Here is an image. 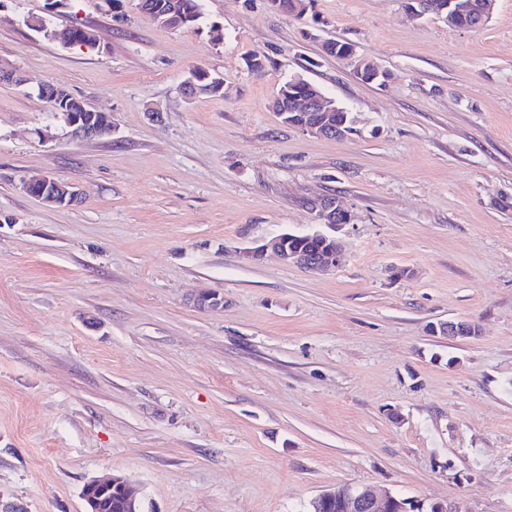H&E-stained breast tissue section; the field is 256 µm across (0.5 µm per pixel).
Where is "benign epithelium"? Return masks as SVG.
<instances>
[{
  "label": "benign epithelium",
  "mask_w": 512,
  "mask_h": 512,
  "mask_svg": "<svg viewBox=\"0 0 512 512\" xmlns=\"http://www.w3.org/2000/svg\"><path fill=\"white\" fill-rule=\"evenodd\" d=\"M269 5L281 13L304 15L307 13L308 0H270ZM472 8L473 5L461 0H409L407 12L415 18L437 16L453 28L459 15L469 13ZM336 58L352 64L358 78L366 83L387 78L385 70L376 62L358 56L355 48L348 45L336 53ZM288 86H305L309 89L307 95L290 97L286 107L282 106L283 99H278V110L288 118V125L322 138L328 136L342 140L349 135L345 123L334 120L333 111L327 106L321 89L313 87L309 80L301 76L288 80ZM206 90L207 87L192 72L181 85V94L186 99ZM36 93L53 104V117L61 120L76 140L104 138L114 132L110 115L90 108L66 89L54 84H41ZM23 189L45 205L55 208L71 207L81 199L78 187L53 178L25 182ZM315 204L318 229L304 233L282 232L257 246L245 249L243 257L253 262L272 252L285 264L296 265L309 272L340 266L344 261V253L336 239V231L352 224L353 214L333 195L321 196L315 200ZM429 332L433 336L463 340L479 336L480 329L469 321L448 320L430 325ZM113 490L123 495L130 512H136L138 490L128 478L121 475L92 480L86 484L82 493L86 512H98L102 497ZM338 495L344 500L346 512H409L402 498L356 486L343 488L339 492L332 488L321 493L310 502L309 512H328L329 507L336 503Z\"/></svg>",
  "instance_id": "1"
}]
</instances>
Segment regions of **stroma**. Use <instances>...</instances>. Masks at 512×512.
Here are the masks:
<instances>
[{"mask_svg":"<svg viewBox=\"0 0 512 512\" xmlns=\"http://www.w3.org/2000/svg\"><path fill=\"white\" fill-rule=\"evenodd\" d=\"M123 3L120 25L104 0L49 15L94 29L87 49L25 26L46 0H0V60L28 79L0 82V500L84 512L83 485L113 473L144 512H307L341 484L512 512V0L475 30L403 0H312L300 20L202 0L191 29ZM197 67L220 94L181 97ZM296 75L353 112L348 138L279 121ZM43 83L113 134L74 140ZM43 176L82 201L23 191ZM326 194L353 213L336 271L241 258L312 229ZM203 290L223 307H196ZM447 320L481 333L430 335ZM338 41V40H336ZM335 50L333 48H329L326 42L323 45L325 52L331 56H335L340 60H344L349 62L354 66V71L358 78H360L363 82L372 83L374 81H378L383 79L384 81L388 77V73L386 70L382 69L376 62L373 60L360 57L357 55L354 47H350L348 45H344L342 50L338 52V48L342 45V42H336ZM386 72V74H385ZM22 187L29 195L55 208L71 207L79 202L82 195L75 185L53 178L25 182Z\"/></svg>","mask_w":512,"mask_h":512,"instance_id":"35a3bbf8","label":"stroma"}]
</instances>
